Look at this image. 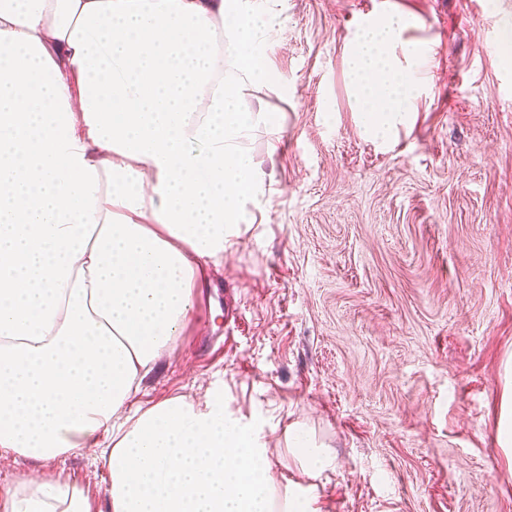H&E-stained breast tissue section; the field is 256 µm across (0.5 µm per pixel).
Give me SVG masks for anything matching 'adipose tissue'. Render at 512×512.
I'll return each instance as SVG.
<instances>
[{
  "mask_svg": "<svg viewBox=\"0 0 512 512\" xmlns=\"http://www.w3.org/2000/svg\"><path fill=\"white\" fill-rule=\"evenodd\" d=\"M283 24L263 0H0V449L91 451L110 512H307L224 395L132 407L198 281L272 192L249 142ZM389 12L348 42L367 137L391 141L429 54ZM0 512H96L32 470Z\"/></svg>",
  "mask_w": 512,
  "mask_h": 512,
  "instance_id": "ef3b65f1",
  "label": "adipose tissue"
}]
</instances>
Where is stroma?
Instances as JSON below:
<instances>
[{"label": "stroma", "instance_id": "1", "mask_svg": "<svg viewBox=\"0 0 512 512\" xmlns=\"http://www.w3.org/2000/svg\"><path fill=\"white\" fill-rule=\"evenodd\" d=\"M279 113L249 147L275 192L210 271L135 405L224 393L278 488L316 512H512V447L496 439L512 363V0H278ZM414 18L426 95L396 144L361 132L347 42L369 18ZM308 430L316 478L288 451ZM109 507L90 455L0 451V495L30 470ZM288 447L294 456L300 460L301 468L309 477L316 478L330 465L328 455L318 451H308L311 448L308 436L299 429L289 430Z\"/></svg>", "mask_w": 512, "mask_h": 512}]
</instances>
